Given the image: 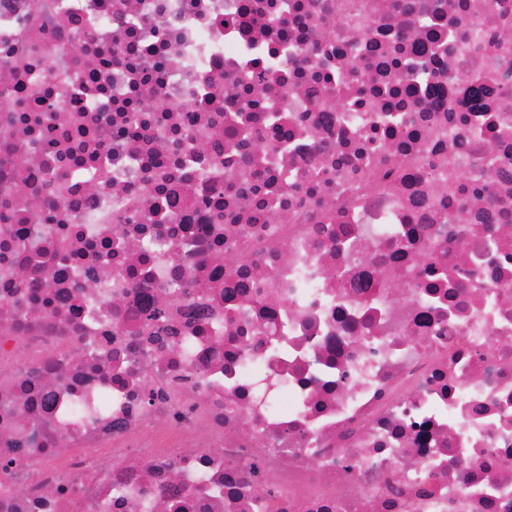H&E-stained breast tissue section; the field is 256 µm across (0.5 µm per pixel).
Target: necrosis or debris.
<instances>
[{
  "label": "necrosis or debris",
  "instance_id": "obj_1",
  "mask_svg": "<svg viewBox=\"0 0 512 512\" xmlns=\"http://www.w3.org/2000/svg\"><path fill=\"white\" fill-rule=\"evenodd\" d=\"M0 512H512V0H0Z\"/></svg>",
  "mask_w": 512,
  "mask_h": 512
}]
</instances>
